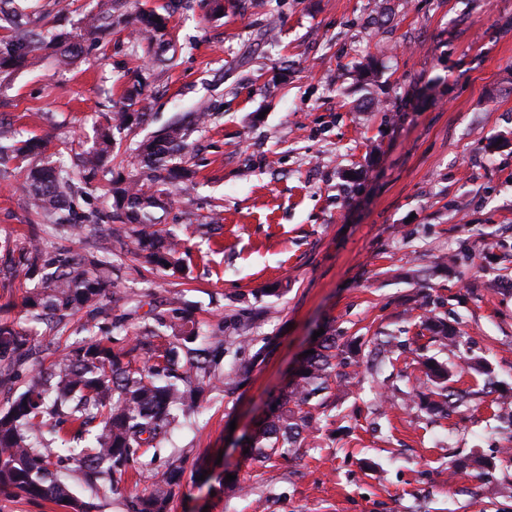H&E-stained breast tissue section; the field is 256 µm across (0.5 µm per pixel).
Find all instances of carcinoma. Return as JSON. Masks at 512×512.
I'll use <instances>...</instances> for the list:
<instances>
[{
  "mask_svg": "<svg viewBox=\"0 0 512 512\" xmlns=\"http://www.w3.org/2000/svg\"><path fill=\"white\" fill-rule=\"evenodd\" d=\"M175 0L163 12L143 9L135 16L138 31L153 47L173 17ZM128 0H104L100 10L81 20L79 39L70 52L59 56L67 64L83 52V44L99 46L110 33L112 13L126 8ZM0 40V75L25 67L45 43L62 39L21 21ZM125 105L106 113L105 124L78 154V172L61 166L46 170L34 165L44 148L37 138L0 136V167L26 171L24 189L29 210L43 220L30 225V235L14 247L3 249L0 265L22 271L33 282L26 306L29 316L45 325L47 344L52 333L84 310L91 317L102 313L103 298L114 288L112 248L94 247L83 255L47 252L37 235L49 228L58 235L80 237L87 224L99 222L94 213L78 221V199L102 193L110 201V224H128L120 250L143 255L159 269L183 270L185 239L160 227L157 213L167 210L193 182L194 171L183 165L182 151L190 130L172 122L136 148L139 177L132 181L102 182L112 164L116 135L144 121L149 109L143 88L126 89ZM150 323L139 327L118 325V331L101 326L91 337L75 342L59 367L28 380L25 389L0 411V491L29 499H50L72 512H91L94 503L72 494L71 487L96 490L142 465L152 449L161 450L179 417L205 386L232 394L250 381L239 370L217 371L224 357V330L203 333L192 310L176 298L164 310H151ZM424 329L444 348L456 345L448 325L427 320ZM338 337L318 338L314 353L296 367L291 380L272 409L249 435L246 444L255 460L268 461L301 447L314 428L313 409L336 376ZM25 334L14 325L0 323V388L10 391L22 377L21 366L30 356ZM425 381L432 389L418 392L424 399L435 395L444 408L459 396L448 388L451 373L439 363H422ZM182 477V463H171L154 473L152 489L131 497L130 512H167L174 488Z\"/></svg>",
  "mask_w": 512,
  "mask_h": 512,
  "instance_id": "1",
  "label": "carcinoma"
}]
</instances>
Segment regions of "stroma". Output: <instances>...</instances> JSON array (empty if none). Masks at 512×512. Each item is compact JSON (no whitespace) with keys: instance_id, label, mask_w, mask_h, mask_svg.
I'll list each match as a JSON object with an SVG mask.
<instances>
[{"instance_id":"35a3bbf8","label":"stroma","mask_w":512,"mask_h":512,"mask_svg":"<svg viewBox=\"0 0 512 512\" xmlns=\"http://www.w3.org/2000/svg\"><path fill=\"white\" fill-rule=\"evenodd\" d=\"M32 26L73 31L99 0H18ZM178 64L154 61L130 16L108 43L69 66L55 49L0 78V129L48 141L43 163L72 162L69 142L93 135L141 83L144 123L118 140L113 179L138 175L134 148L168 123L209 108L191 134L192 185L162 221L177 224L185 276L119 254L112 319L143 322L175 293L209 326L273 336L277 348L245 390L208 392L137 482L94 494L97 512H127L152 469L204 458L244 486L220 492L186 466L171 512H512V0H224L207 15L185 0L166 37ZM375 59L368 85L355 70ZM24 175L0 176V249L33 217ZM222 225L220 236L199 232ZM283 295L268 294L273 285ZM23 274H0V322L26 334L24 377L48 370L83 337L78 313L60 343L28 321ZM434 316L460 330L441 351L422 330ZM393 336L405 352L334 386L321 430L296 455L250 459L237 440L276 395L318 330ZM447 361L469 396L447 416L408 393L420 359ZM482 358L488 375L464 368Z\"/></svg>"}]
</instances>
